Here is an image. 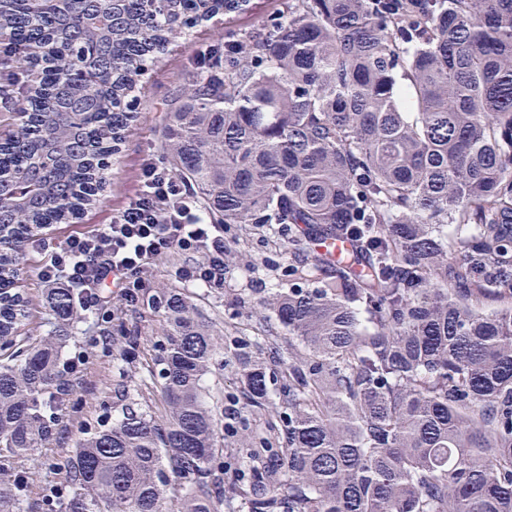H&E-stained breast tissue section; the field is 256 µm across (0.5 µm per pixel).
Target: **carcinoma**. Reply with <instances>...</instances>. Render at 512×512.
I'll return each instance as SVG.
<instances>
[{
	"label": "carcinoma",
	"mask_w": 512,
	"mask_h": 512,
	"mask_svg": "<svg viewBox=\"0 0 512 512\" xmlns=\"http://www.w3.org/2000/svg\"><path fill=\"white\" fill-rule=\"evenodd\" d=\"M248 0H0L20 52L0 98V512H25L23 462L68 404L62 348L85 314L49 289L40 338L13 290L25 242L96 201L135 115L122 99L189 27ZM168 100L167 168L213 224L288 230L281 336L224 333L183 288H144L112 324L162 339L127 409L75 435L46 512H512V0H283L209 50ZM42 77L15 95L20 71ZM318 231L353 247L337 260ZM237 386L216 416L204 376ZM268 414L260 430L248 418Z\"/></svg>",
	"instance_id": "cac0c4a2"
}]
</instances>
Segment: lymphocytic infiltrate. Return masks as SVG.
Returning <instances> with one entry per match:
<instances>
[{"label": "lymphocytic infiltrate", "instance_id": "lymphocytic-infiltrate-1", "mask_svg": "<svg viewBox=\"0 0 512 512\" xmlns=\"http://www.w3.org/2000/svg\"><path fill=\"white\" fill-rule=\"evenodd\" d=\"M224 231L223 225L208 222L178 177L151 164L145 169L142 193L110 224L61 244L45 237L34 238L32 244L42 258L40 281L73 290L82 311L102 317L107 312L99 289L104 280L114 279L117 299L125 301L144 288V271L172 250L201 257L197 264L179 268V278L222 288L228 274Z\"/></svg>", "mask_w": 512, "mask_h": 512}]
</instances>
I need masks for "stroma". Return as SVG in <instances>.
Instances as JSON below:
<instances>
[{"label":"stroma","instance_id":"obj_1","mask_svg":"<svg viewBox=\"0 0 512 512\" xmlns=\"http://www.w3.org/2000/svg\"><path fill=\"white\" fill-rule=\"evenodd\" d=\"M281 0H250L245 9L220 13L196 25L173 32L162 54L145 65L133 97L127 98L128 111L137 119L109 159L107 182L95 203L66 224H53L44 229V236L61 242L68 237L111 223L114 216L140 195L144 186L147 163L162 164L160 121L167 100L185 87L201 58L211 47L223 44L233 35L252 30L276 16ZM226 262L230 274L223 289L214 290L191 285L187 288L203 316L211 321L216 337H223L227 328L237 326L256 330L260 323L274 322V314L265 305L260 284L288 285L290 255L287 243L273 244L263 232L248 224L228 226L225 234ZM38 259L22 251L18 265L17 288L28 301L24 335L42 332L45 303L43 288L37 277ZM99 328L72 338L69 351H87L90 359L82 387L71 397L64 423L49 442L40 445L26 460L33 471L29 485L26 512H41L40 491L46 481L60 479L61 464L69 456L71 438L85 423L111 424L122 409L131 406L134 388L141 374L140 363L127 366L125 389H118L112 360L103 356L92 342L99 337Z\"/></svg>","mask_w":512,"mask_h":512}]
</instances>
